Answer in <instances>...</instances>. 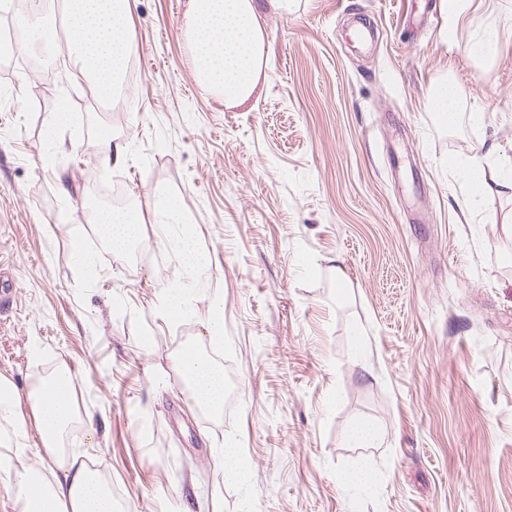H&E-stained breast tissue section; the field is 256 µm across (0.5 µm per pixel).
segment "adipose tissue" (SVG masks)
<instances>
[{
	"mask_svg": "<svg viewBox=\"0 0 512 512\" xmlns=\"http://www.w3.org/2000/svg\"><path fill=\"white\" fill-rule=\"evenodd\" d=\"M259 0H187L186 32L193 47L198 81L227 106L248 102L269 57ZM74 77L96 100H108L116 77L135 50L131 36V0H63ZM479 199L486 177L512 189V161L487 153L458 155L448 162ZM102 239L115 253L126 252L140 236V216L120 209L91 215ZM177 370L196 406L218 413L224 409V370L211 361L186 354ZM29 404L23 414L21 404ZM73 384L66 372L39 379L19 392L0 376V483L14 491L16 512H123L112 488L98 471L66 461L65 434L75 420ZM36 425L41 444L53 464L49 472L28 463L29 425Z\"/></svg>",
	"mask_w": 512,
	"mask_h": 512,
	"instance_id": "obj_1",
	"label": "adipose tissue"
}]
</instances>
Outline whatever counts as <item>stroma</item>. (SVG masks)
<instances>
[{
  "instance_id": "stroma-1",
  "label": "stroma",
  "mask_w": 512,
  "mask_h": 512,
  "mask_svg": "<svg viewBox=\"0 0 512 512\" xmlns=\"http://www.w3.org/2000/svg\"><path fill=\"white\" fill-rule=\"evenodd\" d=\"M186 2L135 0L120 112L71 81L64 37L22 31L0 60V375L23 391L73 370L94 421L72 424L65 451L125 512H512V190L488 185L469 210L448 168L491 147L512 157V0L266 9L270 64L241 107L198 82ZM492 27L495 54L472 55ZM444 81L452 126L431 104ZM105 130L125 165L104 162ZM113 179L141 215V254L108 251L88 220ZM160 198L181 223L158 228ZM186 232L208 268L182 265ZM174 288L187 303L169 317ZM189 347L234 375L227 415L178 381ZM360 420L379 428L372 447L346 440ZM230 439L241 480L217 456ZM364 466L372 489L344 492L337 473Z\"/></svg>"
}]
</instances>
